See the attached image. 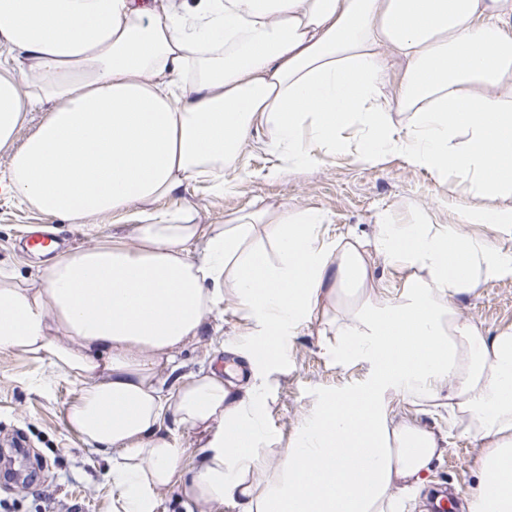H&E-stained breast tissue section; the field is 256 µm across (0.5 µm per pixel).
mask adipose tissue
I'll list each match as a JSON object with an SVG mask.
<instances>
[{
  "label": "adipose tissue",
  "mask_w": 512,
  "mask_h": 512,
  "mask_svg": "<svg viewBox=\"0 0 512 512\" xmlns=\"http://www.w3.org/2000/svg\"><path fill=\"white\" fill-rule=\"evenodd\" d=\"M404 64L388 90L384 49ZM32 112L43 120L24 142ZM407 116L396 122L395 114ZM0 196L89 226L130 211L111 244L0 267V352L25 355L79 395L66 426L110 452L112 512H397V482L423 483L439 446L387 394L446 398L481 443L470 512H512V325L486 335L458 296L512 280V0H0ZM271 176L349 156H391L468 185L462 223L378 215L373 241L318 243L326 213L259 207L203 226L156 211L188 183L230 192L246 154ZM197 252H190V245ZM398 272L385 297L375 257ZM252 358L317 317L340 352L373 362L370 384L325 398L268 470L265 428L223 371L180 376L183 348L226 298ZM200 432L179 463L166 416Z\"/></svg>",
  "instance_id": "1"
}]
</instances>
